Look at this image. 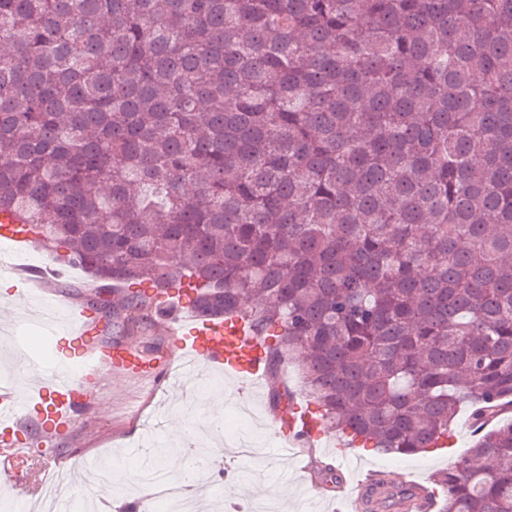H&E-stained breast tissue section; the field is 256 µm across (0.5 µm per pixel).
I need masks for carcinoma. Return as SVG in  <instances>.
<instances>
[{"mask_svg": "<svg viewBox=\"0 0 512 512\" xmlns=\"http://www.w3.org/2000/svg\"><path fill=\"white\" fill-rule=\"evenodd\" d=\"M0 209L150 325L271 336L341 434L477 440L368 512H512V0H0Z\"/></svg>", "mask_w": 512, "mask_h": 512, "instance_id": "cac0c4a2", "label": "carcinoma"}]
</instances>
